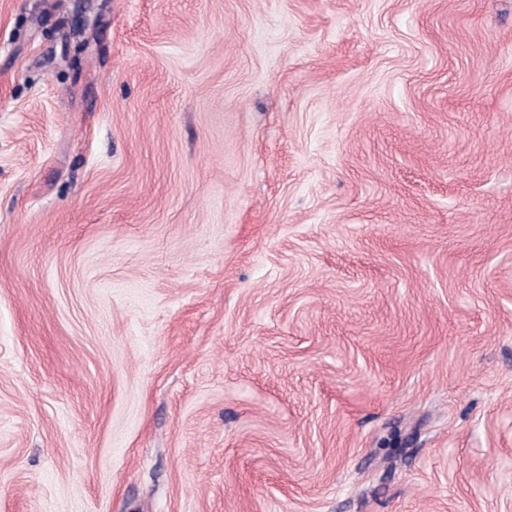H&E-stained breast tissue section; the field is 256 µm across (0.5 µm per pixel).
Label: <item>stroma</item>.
<instances>
[{
	"instance_id": "35a3bbf8",
	"label": "stroma",
	"mask_w": 512,
	"mask_h": 512,
	"mask_svg": "<svg viewBox=\"0 0 512 512\" xmlns=\"http://www.w3.org/2000/svg\"><path fill=\"white\" fill-rule=\"evenodd\" d=\"M0 512H512V0H0Z\"/></svg>"
}]
</instances>
